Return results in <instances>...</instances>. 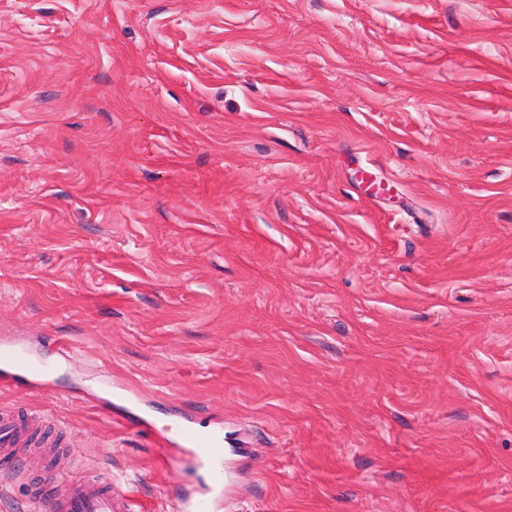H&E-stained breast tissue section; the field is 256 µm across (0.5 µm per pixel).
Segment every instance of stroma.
Masks as SVG:
<instances>
[{
  "label": "stroma",
  "mask_w": 512,
  "mask_h": 512,
  "mask_svg": "<svg viewBox=\"0 0 512 512\" xmlns=\"http://www.w3.org/2000/svg\"><path fill=\"white\" fill-rule=\"evenodd\" d=\"M1 345L0 512H512V0H0ZM44 421L32 415L23 419L13 407L0 408V457L18 448H55L60 446L46 432ZM194 462H206L213 468L212 480L205 485L193 500L183 502L181 511L206 512L224 500V476L215 465L221 461L222 449L210 435L198 432L191 421L183 423L171 441ZM51 512H126L122 499L112 493L111 480L97 477L69 483L50 502Z\"/></svg>",
  "instance_id": "obj_1"
}]
</instances>
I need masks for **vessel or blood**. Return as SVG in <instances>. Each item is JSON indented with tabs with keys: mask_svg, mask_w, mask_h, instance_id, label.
<instances>
[{
	"mask_svg": "<svg viewBox=\"0 0 512 512\" xmlns=\"http://www.w3.org/2000/svg\"><path fill=\"white\" fill-rule=\"evenodd\" d=\"M173 443L195 462L212 468V480L193 500L183 502V512H212L224 499V476L219 466L222 450L210 435L198 432L192 423H183ZM56 440L45 430L42 419L21 417L14 408H0V457L21 448H53ZM51 512H126L122 499L112 493V483L97 477L65 485L50 502Z\"/></svg>",
	"mask_w": 512,
	"mask_h": 512,
	"instance_id": "obj_1",
	"label": "vessel or blood"
}]
</instances>
